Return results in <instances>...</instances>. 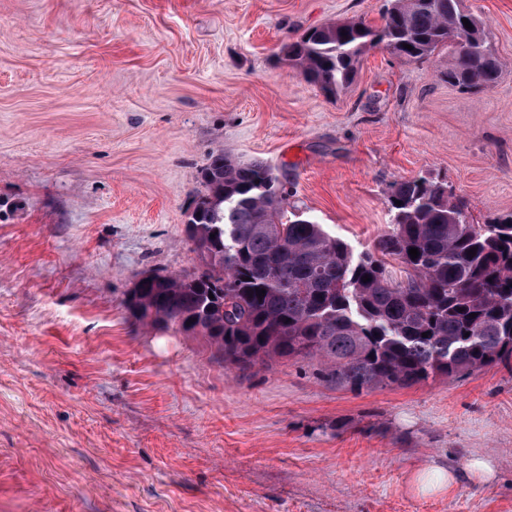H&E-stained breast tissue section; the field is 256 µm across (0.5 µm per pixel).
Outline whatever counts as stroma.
<instances>
[{
    "label": "stroma",
    "instance_id": "1",
    "mask_svg": "<svg viewBox=\"0 0 512 512\" xmlns=\"http://www.w3.org/2000/svg\"><path fill=\"white\" fill-rule=\"evenodd\" d=\"M389 0H0V512H512V371L354 393L315 359L240 370L133 325L148 270L189 275L212 153L275 168L287 212L354 253L392 229L393 181L512 212V0H464L505 67L373 49L347 88L280 48ZM490 460L423 495L427 467Z\"/></svg>",
    "mask_w": 512,
    "mask_h": 512
}]
</instances>
